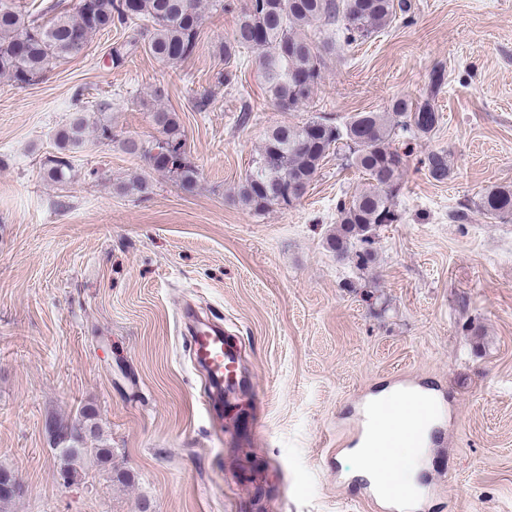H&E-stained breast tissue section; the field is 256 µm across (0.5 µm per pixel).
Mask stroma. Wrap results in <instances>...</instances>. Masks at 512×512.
Masks as SVG:
<instances>
[{
    "instance_id": "stroma-1",
    "label": "stroma",
    "mask_w": 512,
    "mask_h": 512,
    "mask_svg": "<svg viewBox=\"0 0 512 512\" xmlns=\"http://www.w3.org/2000/svg\"><path fill=\"white\" fill-rule=\"evenodd\" d=\"M412 2L411 23L337 43L310 103L290 112L268 97L254 51L235 85L219 82L218 47L247 0L206 13L196 52L174 64L148 52L141 20L34 83L0 78V469L26 488L0 512H389L350 450L364 403L414 384L447 409L425 512H512V221L478 208L486 189L512 186V0ZM436 68L446 81L433 91ZM427 94L439 124L413 143L398 219L374 228L369 265L328 245L338 199L362 181L343 156L290 208L238 202L270 128L342 125ZM156 107L179 118L193 190L123 147L161 139ZM79 113L114 136L69 148L60 185L44 163ZM432 149L448 155L446 181L419 163ZM136 177L146 192L120 193ZM187 305L240 350L244 427L220 437L188 356ZM86 408L101 429L87 446L112 459L68 485L46 423L81 422Z\"/></svg>"
}]
</instances>
